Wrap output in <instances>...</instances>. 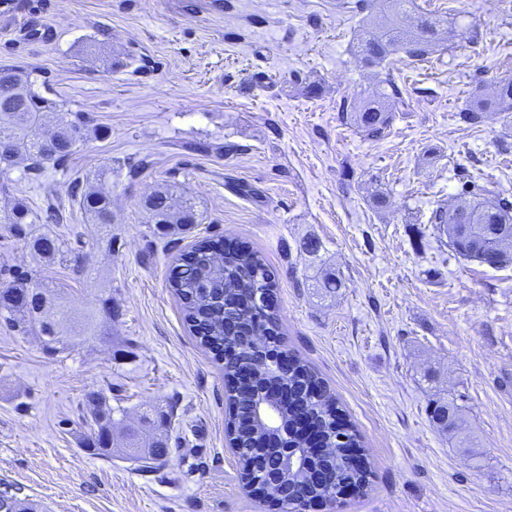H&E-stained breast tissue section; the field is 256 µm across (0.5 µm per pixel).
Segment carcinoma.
<instances>
[{"mask_svg": "<svg viewBox=\"0 0 512 512\" xmlns=\"http://www.w3.org/2000/svg\"><path fill=\"white\" fill-rule=\"evenodd\" d=\"M413 2L382 0L391 9L388 25L377 33L363 31L357 41L355 54L365 65L379 66L400 51L421 61L433 52L440 40L436 23L421 14L414 24H405ZM408 107L402 89L388 73L364 99L361 109L353 112L343 101L338 112L366 137L381 140L390 133L396 114L408 111ZM50 112L56 114L52 126L44 121ZM488 112H512L511 77L498 82L492 97H472L457 117L460 122L474 126L482 123ZM106 135V128L89 113L58 110L55 102L32 90L28 76L18 67L0 65V142L5 141L11 147L10 156H0L1 174L12 170L24 155L27 158L24 177L39 182L48 168L64 167L80 145ZM104 180L102 176L94 185L75 178L69 184L73 203L101 234L112 224V196L100 186ZM142 206L155 235L169 234L175 224L197 223L194 203L189 199L175 202L168 188L145 197ZM38 222L37 214L21 199L13 200L0 213V223L7 225L10 237L23 243L45 265L68 263L72 249L67 239L41 231ZM429 223L448 237V247L457 256L482 264L488 242L496 238L512 240V200L473 183L461 193L456 205L433 209ZM221 241L220 236L201 238L182 253L170 270L169 286L180 302L189 331L222 364L224 379L245 367L253 371L252 389H239L229 395L227 433L235 446L241 481L248 486L256 483L262 489H272L288 512H300L315 499L333 501L335 491L343 483L365 488L370 469L353 467L350 454V449L361 447L360 436L350 424L338 428L339 408L335 398L327 388L317 391L324 381L298 358L292 373L280 376L269 365L258 361L256 354L243 344V337L259 331L267 336L266 352L280 353L282 332L276 307L256 300L258 296L261 299L274 296L275 283L263 258L248 241L225 253L223 269L216 268L213 256L218 253ZM102 315L112 318V298L103 299L101 308L81 314L83 328L78 335H97L98 319ZM72 318L74 312L64 303L56 285L36 282L27 274L17 272L9 285L0 288V321L19 336L38 334L51 355L69 351L71 341L64 336V328ZM231 334L236 335L235 343L224 344ZM272 384L294 394L317 425L323 442V451L318 456L314 455V448L307 446L306 439L292 430V404L280 407L281 427L288 432V447L301 449L303 458H313L315 465L327 471V480L313 482L304 468L284 473L277 466V440L263 425L249 423L253 403L264 397L263 391ZM100 397L99 392L88 395L90 418L86 419L90 426L87 450L98 455L106 452L102 438L112 434L114 424V410L101 404ZM462 409L454 400L439 401L433 405V418L443 428L454 431ZM145 427H155L146 414L139 426L125 430L127 447L135 454L141 452L140 437Z\"/></svg>", "mask_w": 512, "mask_h": 512, "instance_id": "1", "label": "carcinoma"}]
</instances>
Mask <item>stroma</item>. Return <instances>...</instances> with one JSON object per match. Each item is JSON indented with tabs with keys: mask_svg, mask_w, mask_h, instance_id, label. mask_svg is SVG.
Segmentation results:
<instances>
[{
	"mask_svg": "<svg viewBox=\"0 0 512 512\" xmlns=\"http://www.w3.org/2000/svg\"><path fill=\"white\" fill-rule=\"evenodd\" d=\"M415 13L474 28L417 61L392 55L408 112L379 142L337 117L377 81L355 56L361 13L344 0H20L0 10V65L31 72L62 110L91 113L108 138L77 148L69 172L8 177L43 230L81 231L87 276L47 268L22 243L11 263L65 283L76 312L111 297L101 335L71 354L0 324V490L46 512H281L239 480L225 432L224 375L190 334L168 286L197 238L250 241L275 277L281 346L326 382L360 431L367 489L309 512H512V264L455 258L428 218L463 176L512 196V114L459 122L458 110L512 77V0H415ZM318 85L308 94L294 74ZM148 163L128 179L127 159ZM109 172L112 226L95 235L68 178ZM175 184L198 224L152 235L143 199ZM258 189L257 199L235 187ZM388 197L375 209V192ZM334 275L341 285L323 287ZM102 392L115 419L162 412L169 450L145 471L113 445L90 454L82 416ZM462 396L449 434L439 397Z\"/></svg>",
	"mask_w": 512,
	"mask_h": 512,
	"instance_id": "35a3bbf8",
	"label": "stroma"
}]
</instances>
